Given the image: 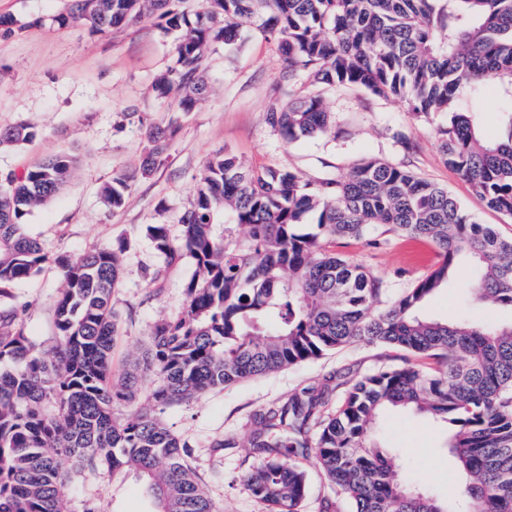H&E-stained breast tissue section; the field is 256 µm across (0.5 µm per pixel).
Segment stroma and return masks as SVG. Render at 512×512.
I'll return each instance as SVG.
<instances>
[{"label": "stroma", "instance_id": "obj_1", "mask_svg": "<svg viewBox=\"0 0 512 512\" xmlns=\"http://www.w3.org/2000/svg\"><path fill=\"white\" fill-rule=\"evenodd\" d=\"M175 41L144 16L132 26L95 32L84 24L43 27L0 35V127L29 125L36 132L27 143L0 150V176L19 173L61 154L74 159L67 184L31 213L29 233L50 257L41 271L0 296V314L15 313L39 353L49 356L59 339L55 306L63 288L55 256L73 258L99 247L121 251L120 278L112 306L120 328L112 351V370L121 374L128 358L149 343L153 323L179 314L185 303L190 268L164 266L145 233L149 224L166 225L180 239L181 218L204 175L206 159L219 150L246 166L290 168L309 180L348 175L364 156L375 155L410 168L446 188L482 224L512 237V218L488 208L470 186L448 167L436 129L448 117L416 120L400 100L375 98L353 87L325 90L324 103L336 115L332 137L284 143L266 121V110L283 99L286 64L276 42L260 30L243 28L231 45L210 48L204 57L209 91L190 112L156 97L155 75L171 65ZM170 125L176 133L164 166L147 178L136 175L145 146L143 123ZM125 172L134 180L125 203L112 209L102 186ZM379 244H337L335 250L363 266L387 287L394 301L439 261L437 246L396 231L379 232ZM160 285H152L153 274ZM439 320L512 322V311L471 299L467 278L450 279L422 309ZM402 352L387 346L356 343L319 359L210 391L167 408V426L191 449V464L222 512H269L232 478L258 460L249 447L254 416L312 383L342 373L348 379L378 367H399ZM231 434V448L214 440ZM384 445L405 449L398 478L413 477L435 495H455L462 483L446 448L443 426L427 417L397 409L377 424ZM150 512L143 483L135 474L112 479L107 471L84 473L68 486L69 512Z\"/></svg>", "mask_w": 512, "mask_h": 512}]
</instances>
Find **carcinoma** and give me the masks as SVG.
<instances>
[{
  "instance_id": "1",
  "label": "carcinoma",
  "mask_w": 512,
  "mask_h": 512,
  "mask_svg": "<svg viewBox=\"0 0 512 512\" xmlns=\"http://www.w3.org/2000/svg\"><path fill=\"white\" fill-rule=\"evenodd\" d=\"M71 0L49 20L0 16V33L83 23L104 31L149 13L177 35L176 60L153 89L192 111L207 90L202 67L216 43L229 45L255 26L275 41L287 66L283 83L305 76L315 90L274 103L268 124L290 143L335 134L323 91L355 87L402 99L417 119L448 115L437 130L448 167L488 208L512 216V0ZM500 100L496 134L459 98ZM174 130L145 126L138 175L162 167ZM34 136L32 127L0 128V147ZM72 160L59 156L0 181V293L41 270L47 255L27 233L32 211L68 181ZM130 177L102 190L120 208ZM230 222L216 234L213 214ZM317 215L315 231L300 233ZM183 236L163 224L146 233L163 262L193 269L181 314L156 321L150 346L112 378L119 332L112 290L121 254L98 248L58 256L64 288L55 309L59 344L37 352L16 315L0 319V512H67L62 470L103 467L116 480L134 472L153 512H221L189 463L191 450L160 418L173 405L251 377L297 365L357 342L413 355L398 368L356 379L334 406L342 381L313 384L259 413L250 447L257 464L240 484L270 512H300L315 466L352 512H512V324L448 322L419 310L451 275L471 277L479 301L512 309V238L480 224L448 190L406 167L367 156L341 179L311 181L288 168L252 169L228 152L205 164ZM387 228L433 242L437 268L378 313L383 282L330 245L361 241ZM153 389L134 409L145 379ZM412 409L447 429L448 453L465 476L456 497L395 479L390 452L374 439L379 414Z\"/></svg>"
}]
</instances>
